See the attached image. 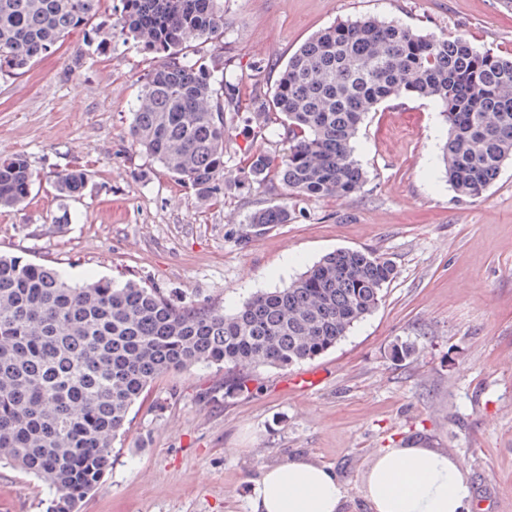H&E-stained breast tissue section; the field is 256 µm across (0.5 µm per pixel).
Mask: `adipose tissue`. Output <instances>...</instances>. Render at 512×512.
Listing matches in <instances>:
<instances>
[{
  "label": "adipose tissue",
  "mask_w": 512,
  "mask_h": 512,
  "mask_svg": "<svg viewBox=\"0 0 512 512\" xmlns=\"http://www.w3.org/2000/svg\"><path fill=\"white\" fill-rule=\"evenodd\" d=\"M255 512H340L343 485L331 468L302 459L266 467ZM371 512H468L473 488L460 459L431 448L381 450L368 475Z\"/></svg>",
  "instance_id": "1"
}]
</instances>
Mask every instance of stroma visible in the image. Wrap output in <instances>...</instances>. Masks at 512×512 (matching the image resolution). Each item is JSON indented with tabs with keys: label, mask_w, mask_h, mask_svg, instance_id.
I'll list each match as a JSON object with an SVG mask.
<instances>
[{
	"label": "stroma",
	"mask_w": 512,
	"mask_h": 512,
	"mask_svg": "<svg viewBox=\"0 0 512 512\" xmlns=\"http://www.w3.org/2000/svg\"><path fill=\"white\" fill-rule=\"evenodd\" d=\"M118 3L103 0L100 28L71 32L0 79V157L24 156L38 176L23 206L0 208V254L227 312L341 248L376 252L397 275L378 308L313 360L249 370L243 389L218 365L156 379L80 512H252L263 468L292 458L336 473L341 512H371L376 452L407 447L463 461L470 512H512V163L481 197L459 196L438 160L441 107L409 96L365 117L358 194L290 199V223L262 229L249 216L279 203L280 186L248 175L254 153L286 149L280 123L256 127L254 105L314 33L370 16L511 57L512 0H224L220 43L236 96L226 177L208 197L131 140L132 106L159 58L113 32ZM78 168L86 194L60 199L54 181ZM401 342L414 356L394 358ZM49 502L41 482L0 464V512H48Z\"/></svg>",
	"instance_id": "obj_1"
}]
</instances>
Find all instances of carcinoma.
Returning a JSON list of instances; mask_svg holds the SVG:
<instances>
[{"label": "carcinoma", "mask_w": 512, "mask_h": 512, "mask_svg": "<svg viewBox=\"0 0 512 512\" xmlns=\"http://www.w3.org/2000/svg\"><path fill=\"white\" fill-rule=\"evenodd\" d=\"M120 5L112 27L161 54L132 106L133 142L179 182L216 193L224 180V103L236 86L217 75L219 56H191L187 48L219 39L224 0ZM100 7L101 0H0V77L56 51ZM404 96L441 105L448 183L461 196L481 197L512 160V57L371 17L318 32L288 59L257 111L259 120L282 116L288 149L276 164L255 154L250 177H275L289 197L360 192V125L382 102ZM33 185L24 157L0 158V206H22ZM87 186L83 169L56 182L68 200ZM290 220L286 201L249 217L259 225ZM395 276L379 255L338 250L288 286L257 292L226 313L176 304L133 280L76 283L58 269L0 255V463L41 481L51 493L49 512H78L155 379L215 364L241 388L247 370L312 360L379 306Z\"/></svg>", "instance_id": "cac0c4a2"}]
</instances>
